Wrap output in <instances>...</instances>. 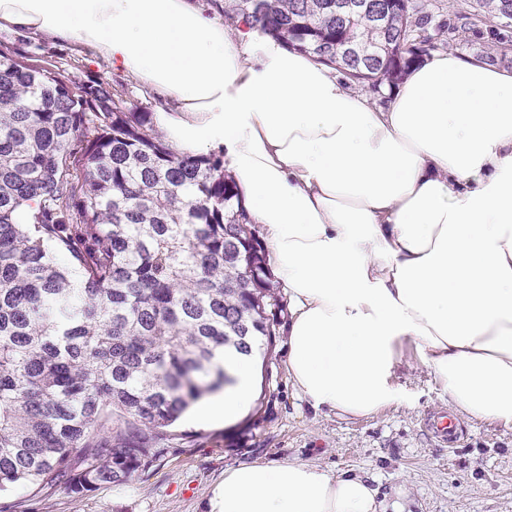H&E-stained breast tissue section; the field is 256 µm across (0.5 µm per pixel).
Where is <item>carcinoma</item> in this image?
Wrapping results in <instances>:
<instances>
[{"label": "carcinoma", "instance_id": "cac0c4a2", "mask_svg": "<svg viewBox=\"0 0 512 512\" xmlns=\"http://www.w3.org/2000/svg\"><path fill=\"white\" fill-rule=\"evenodd\" d=\"M512 0H396L388 27L336 0H211L225 22L380 93L421 54L512 64ZM235 179L151 112L0 49V491L84 494L146 471L173 425L275 335L277 283ZM68 255L60 267L52 250Z\"/></svg>", "mask_w": 512, "mask_h": 512}]
</instances>
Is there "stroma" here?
<instances>
[{"label": "stroma", "mask_w": 512, "mask_h": 512, "mask_svg": "<svg viewBox=\"0 0 512 512\" xmlns=\"http://www.w3.org/2000/svg\"><path fill=\"white\" fill-rule=\"evenodd\" d=\"M0 45L77 82L107 81L136 111L152 112L160 103L154 92L74 42L1 30ZM276 314L269 356L257 365L255 403L236 423L211 427L179 420L175 439L146 473L81 496L19 483L0 492V506L10 512H205L225 469L297 460L374 477L388 510L399 501L406 512H512V431L461 417L454 443L435 446L423 419L445 403L414 346H405L396 368L398 402L370 418L320 414L288 382L287 295H280ZM401 486L407 490L402 499L396 494Z\"/></svg>", "instance_id": "35a3bbf8"}]
</instances>
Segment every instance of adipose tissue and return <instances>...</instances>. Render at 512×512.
<instances>
[{"label": "adipose tissue", "instance_id": "adipose-tissue-1", "mask_svg": "<svg viewBox=\"0 0 512 512\" xmlns=\"http://www.w3.org/2000/svg\"><path fill=\"white\" fill-rule=\"evenodd\" d=\"M75 40L166 100L177 149H218L288 295V381L317 412L373 416L406 344L449 410L512 430V68L439 53L374 106L329 66L196 0H0V30ZM202 424L253 404L248 358ZM207 512H385L358 474L225 469Z\"/></svg>", "mask_w": 512, "mask_h": 512}]
</instances>
